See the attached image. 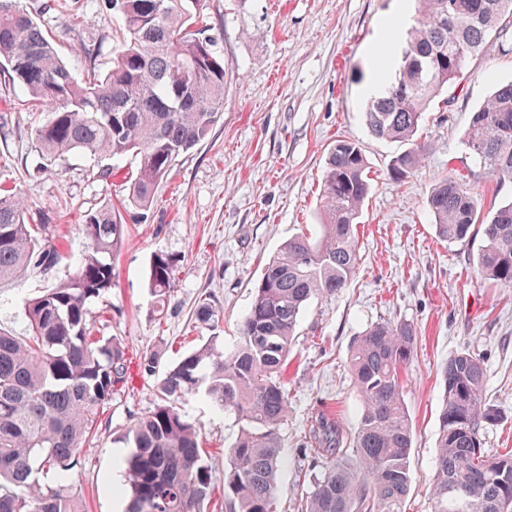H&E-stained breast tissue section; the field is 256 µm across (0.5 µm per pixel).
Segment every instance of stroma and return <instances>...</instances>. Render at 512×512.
Listing matches in <instances>:
<instances>
[{
  "label": "stroma",
  "instance_id": "stroma-1",
  "mask_svg": "<svg viewBox=\"0 0 512 512\" xmlns=\"http://www.w3.org/2000/svg\"><path fill=\"white\" fill-rule=\"evenodd\" d=\"M50 35L74 76L83 77L86 51L107 70L117 21L99 0H20ZM207 14L224 56V112L210 134L177 158L159 184L147 221L127 220L128 235L114 262L111 292L92 310L101 335L123 342L130 360L161 350L171 364L208 336L225 344L251 304L265 263L299 229L320 221L327 152L340 137L360 144L370 166L371 190L357 226L361 260L335 296L304 310L285 373L288 419L280 430L283 468L275 495L282 512H297L323 464L310 449L312 420L325 413L355 431L361 401L349 367L357 336L380 322L405 321L418 346L404 379L403 399L414 430L413 484L405 512H432L430 488L443 391L439 371L467 350L483 359L485 394L503 419L483 432L489 453L512 450V288L477 273L481 235L468 242L438 238L426 209L436 181L463 175L483 212L512 199V182H500L475 165L462 144L469 116L495 85L512 81V55L498 38L484 47L470 73L430 104L421 132L422 167L402 182L390 178L393 156L404 144L372 136L364 119L368 83H380L374 49L400 53L415 16L414 0H207ZM402 26H394L395 16ZM19 85L0 82V187L18 193L69 249L52 276L40 270L0 285V328L26 333L23 308L50 279L70 277L87 248L82 216L121 194L123 162L81 155L49 163L39 158L34 126L43 112L20 110ZM163 254L174 264V293L167 316L149 315L147 270ZM214 309L197 320V305ZM154 378L131 368L128 385L111 403L95 444L82 452L73 486L88 512H125L121 491L123 436L134 419L153 410ZM181 409L201 425L214 480L208 512H222L224 466L239 426L215 411L203 395Z\"/></svg>",
  "mask_w": 512,
  "mask_h": 512
}]
</instances>
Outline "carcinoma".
<instances>
[{
    "label": "carcinoma",
    "mask_w": 512,
    "mask_h": 512,
    "mask_svg": "<svg viewBox=\"0 0 512 512\" xmlns=\"http://www.w3.org/2000/svg\"><path fill=\"white\" fill-rule=\"evenodd\" d=\"M207 0H105L119 22L112 66L76 79L20 0H0V78L19 84L23 110L48 119L34 132L40 158L71 154L133 160L122 208L84 212L87 250L74 274L24 309L30 336L0 329V512H84L72 472L111 402L127 381L121 341L94 334L91 304L114 285L113 259L125 237L124 214L148 218L156 189L176 159L204 139L224 111V57L207 35ZM418 16L400 59L384 64L381 92L367 102L365 124L378 139L408 142L390 177L413 175L424 161L418 142L431 101L464 77L458 55L473 61L492 34L512 25V0H417ZM463 145L492 177L512 180V81L499 83L471 112ZM360 145L338 139L322 176L321 223L300 231L265 265L239 341L224 350L211 336L177 362L142 356L139 371L158 376L157 404L129 426L125 441L126 512H206L214 483L199 427L180 408L200 391L235 416L240 432L224 469L229 512H278L275 479L282 462L280 429L288 419L283 377L307 304L345 288L359 265L355 232L370 190ZM427 207L438 236L463 242L478 226L477 265L484 279L512 287V201L487 221L466 183L450 174L432 188ZM46 224L24 201L0 192V284L29 268L51 273L65 258L43 237ZM174 263L156 254L149 265L152 313L162 318L173 289ZM417 346L415 327L381 322L354 342L349 369L362 402L355 432L318 417L310 430L325 459L305 512H402L411 491L412 424L402 399V373ZM433 512H512V453L489 454L482 430L502 419L483 392L487 369L463 350L441 368ZM40 472L51 480L39 482Z\"/></svg>",
    "instance_id": "1"
}]
</instances>
